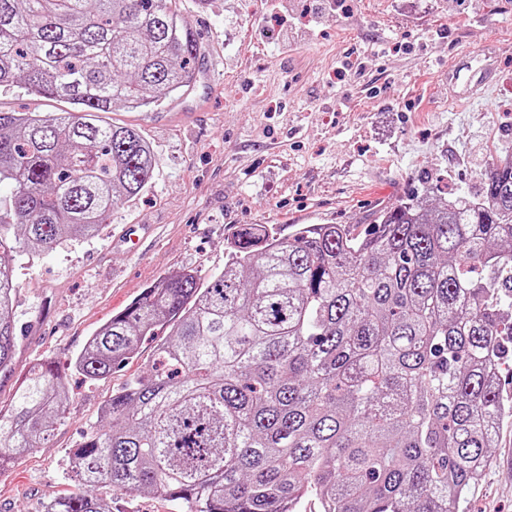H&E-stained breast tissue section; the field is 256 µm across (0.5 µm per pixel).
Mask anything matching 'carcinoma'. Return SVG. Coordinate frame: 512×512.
<instances>
[{"instance_id": "cac0c4a2", "label": "carcinoma", "mask_w": 512, "mask_h": 512, "mask_svg": "<svg viewBox=\"0 0 512 512\" xmlns=\"http://www.w3.org/2000/svg\"><path fill=\"white\" fill-rule=\"evenodd\" d=\"M199 55L177 0H0V86L74 106L0 112V372L22 340L14 261L100 236L153 178L150 143L100 113L188 93ZM233 242L223 271L162 278L71 359L105 380L170 329L69 454L82 490L44 512H111L106 487L190 512H461L512 420V155L477 195L402 200L364 233L247 224ZM66 379L28 369L0 468L66 419Z\"/></svg>"}]
</instances>
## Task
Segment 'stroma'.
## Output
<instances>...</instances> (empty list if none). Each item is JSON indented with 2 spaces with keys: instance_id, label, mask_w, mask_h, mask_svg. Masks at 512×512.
Segmentation results:
<instances>
[{
  "instance_id": "stroma-1",
  "label": "stroma",
  "mask_w": 512,
  "mask_h": 512,
  "mask_svg": "<svg viewBox=\"0 0 512 512\" xmlns=\"http://www.w3.org/2000/svg\"><path fill=\"white\" fill-rule=\"evenodd\" d=\"M181 0L201 45L194 90L135 125L156 167L142 195L102 234L22 256L13 268L26 336L0 409L37 360L67 362L88 337L161 277L222 271L245 224L289 236L308 224L362 230L437 173L439 193L475 194L512 150V0ZM500 50L496 83L457 107L446 74L460 51ZM66 100L0 87V112H63ZM165 334L105 380H67L68 414L40 448L0 470V512H41L77 487L65 464L113 390L149 375ZM463 512H512V422Z\"/></svg>"
}]
</instances>
